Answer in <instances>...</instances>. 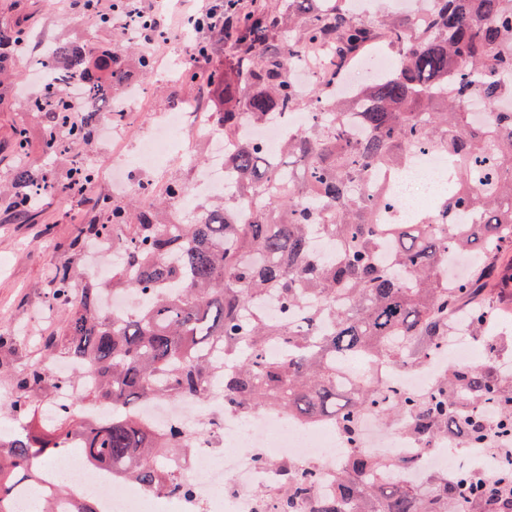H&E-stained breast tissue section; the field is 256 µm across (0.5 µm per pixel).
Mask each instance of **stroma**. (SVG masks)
<instances>
[{
    "mask_svg": "<svg viewBox=\"0 0 512 512\" xmlns=\"http://www.w3.org/2000/svg\"><path fill=\"white\" fill-rule=\"evenodd\" d=\"M19 18L24 19L29 38L22 54L12 61L14 80L0 88L1 185L9 182L14 167L9 144L14 126L20 122L25 123L31 140L26 158L30 168L50 170L61 180L68 176L73 163L67 156H45L42 123L26 110L28 71L37 54L36 40L70 41L88 47H111L120 41L115 29L91 26L78 11L68 10L63 0H0V23ZM151 56L154 65L147 77L151 91L130 121L113 129L111 135H97L82 150L83 155L95 158L99 171L86 197L48 196L33 216L19 218L10 209L7 195H0V334L12 341L11 347L0 348V431L17 424L7 399L11 388L4 383V376L23 373L35 363H46L40 340L60 327V312L45 304L57 267L64 262L85 267L96 261L88 252L71 251L69 243L76 225L96 219L93 201L112 197L109 170L115 151L135 153L152 126L153 116L182 112L196 104L207 108L212 105L211 96L185 77L182 49L164 44ZM209 159L208 151L200 145L194 159L173 155L152 176L136 171L132 177L137 182L151 178L160 192L170 183H189Z\"/></svg>",
    "mask_w": 512,
    "mask_h": 512,
    "instance_id": "stroma-1",
    "label": "stroma"
}]
</instances>
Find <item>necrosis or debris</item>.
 Returning <instances> with one entry per match:
<instances>
[{"mask_svg": "<svg viewBox=\"0 0 512 512\" xmlns=\"http://www.w3.org/2000/svg\"><path fill=\"white\" fill-rule=\"evenodd\" d=\"M311 113L290 114L263 126L243 124V140L260 144L266 152L280 146L289 129L311 121ZM212 166L202 181L191 182L188 198L210 199L221 196L232 181L233 172L224 164L227 145L211 141ZM448 157L441 152L414 153L399 179L391 185L373 180L374 188L385 189L401 212L436 199L447 181ZM472 337L458 328L450 339L441 340L430 355L412 362L390 364L369 361L379 372L389 392L423 396L431 393L449 365L472 361ZM143 418L161 432L179 431L190 438L189 455L170 465L178 481L189 484L185 495H165L145 488H126L119 472L90 467L83 456L60 455L52 472L64 475L68 484L97 501L101 512H283L288 496V470H314L318 481L312 496L321 501L336 498V474L348 457L363 452L396 463L404 484H416L427 471L490 473L501 465L500 457L484 448L449 447L446 433L422 440L408 431L406 424L384 430L379 417L364 413L359 418L357 443H350L334 423L323 419L302 420L284 412L254 407L239 412L224 405V388L213 385L209 395L156 398L141 409ZM236 482L225 487V473Z\"/></svg>", "mask_w": 512, "mask_h": 512, "instance_id": "4bbe7bcc", "label": "necrosis or debris"}]
</instances>
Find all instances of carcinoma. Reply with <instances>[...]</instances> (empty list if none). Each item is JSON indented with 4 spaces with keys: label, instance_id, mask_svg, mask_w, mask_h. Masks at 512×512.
I'll use <instances>...</instances> for the list:
<instances>
[{
    "label": "carcinoma",
    "instance_id": "cac0c4a2",
    "mask_svg": "<svg viewBox=\"0 0 512 512\" xmlns=\"http://www.w3.org/2000/svg\"><path fill=\"white\" fill-rule=\"evenodd\" d=\"M417 15L379 24L354 21L345 0H218L224 30L211 20L193 21L203 34L194 50L224 48L219 69L190 78L209 88L225 109L215 113L224 141L240 121L262 125L282 112H303L306 97L290 80L299 55L320 54L327 97L320 121L296 129L279 153L267 154L243 140L225 162L237 179L222 202H211L189 224H166L161 211H131L102 201L101 219L77 227L71 246L125 229L126 256L107 287L135 301L130 316H110L98 306L102 287L77 288L80 273L57 268L48 306L59 310V333L46 336L52 358L75 356L96 385L82 400L112 406L106 420L83 422L62 413L48 428L35 424L0 439V512L36 489L40 512H97L95 503L59 482L44 487L45 466L75 442L95 464L155 490L187 492L168 479L163 460L185 451L178 432L157 433L136 416L151 398L202 394L218 377L236 408L264 406L302 418L328 417L357 441L360 411L381 410L430 436L448 433L471 447L487 446V413L512 438V374L490 363L448 369L440 386L419 399L383 403L374 374L350 377V363L364 355L386 362L418 359L455 329L458 308L469 311L472 335L487 333L485 315L504 302L512 274L499 257L512 249V0H425ZM124 0L101 10L82 0L81 15L97 27L124 21ZM388 37L399 66L365 83L356 98L336 101V65L364 43ZM27 34L0 23V56L13 55ZM46 85L27 103L44 123V151L51 156L80 148L95 137L97 117L128 85L131 69L152 67L147 53L129 57L118 44L91 55L59 43L40 62ZM83 82L81 100L69 86ZM492 106L477 122L462 107L471 95ZM448 155V185L434 210L406 221L388 197L369 186L372 172L389 179L416 150ZM11 151L10 207L29 213L44 195L75 197L91 181L74 162L69 177L54 180L24 163L27 129L16 125ZM328 241L330 255H315L311 235ZM458 253L481 258L478 269L453 287L439 276ZM277 297L284 318L270 320L253 307L263 294ZM271 343L286 348L266 358ZM14 407L36 415L33 391L55 388L42 366L10 378ZM371 455L350 458L337 473L336 504L310 512H512V471L497 480L484 474L442 477L415 487L386 476ZM315 476L289 474L288 506L309 497Z\"/></svg>",
    "mask_w": 512,
    "mask_h": 512
}]
</instances>
